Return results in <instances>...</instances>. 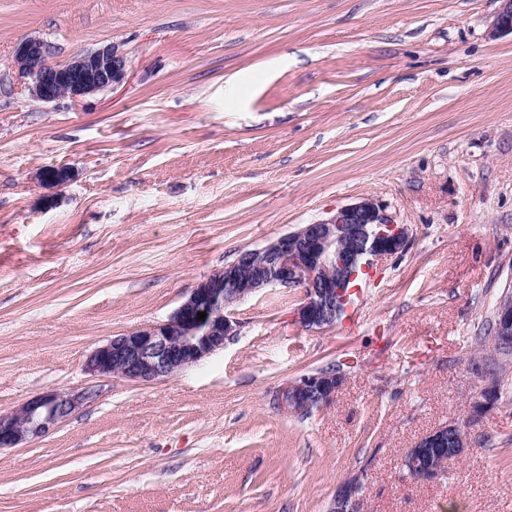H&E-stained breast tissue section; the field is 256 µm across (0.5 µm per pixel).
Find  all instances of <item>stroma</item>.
I'll return each instance as SVG.
<instances>
[{"instance_id": "1", "label": "stroma", "mask_w": 512, "mask_h": 512, "mask_svg": "<svg viewBox=\"0 0 512 512\" xmlns=\"http://www.w3.org/2000/svg\"><path fill=\"white\" fill-rule=\"evenodd\" d=\"M499 0H0V412L93 402L0 449V512H512V360L474 413L512 292V36ZM115 44L123 84L32 98L14 46ZM64 168L66 183L42 180ZM363 197L408 227L346 317L302 327L297 289L237 304V336L171 376L85 371L168 319L239 251ZM310 413L280 388L325 369ZM468 450L423 482L434 428ZM448 436L453 442L455 448H448L447 446L446 448H448L449 454L447 451L440 456L434 455V459L440 461L443 458L448 457V455L458 457L467 447L466 425L462 422L448 424L436 429L429 435L422 438L415 448H410L408 450L403 466L414 479L430 481L444 475L445 469H443V465L448 461V459L445 460L444 463L440 462L439 465L435 462H426L423 457V448L442 443ZM422 462H425V464L423 465ZM351 488L347 489L340 496H336L330 512H355L359 511V505L362 498L363 486L361 483H350ZM361 491L359 494L358 492Z\"/></svg>"}]
</instances>
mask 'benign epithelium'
<instances>
[{
	"instance_id": "7a95c632",
	"label": "benign epithelium",
	"mask_w": 512,
	"mask_h": 512,
	"mask_svg": "<svg viewBox=\"0 0 512 512\" xmlns=\"http://www.w3.org/2000/svg\"><path fill=\"white\" fill-rule=\"evenodd\" d=\"M501 2L493 33L512 35V0ZM50 56V45L37 38L20 41L13 52L14 67L31 80L30 95L45 102L63 97L79 102L121 85L127 75L126 57L114 44L78 51L64 63H54ZM408 239L405 225L394 223L375 199L363 198L262 248L239 252L223 270L200 280L168 320L113 338L88 357L85 368L92 375L119 374L145 382L170 376L223 348L239 328L232 307L270 286L301 289L298 322L309 329L329 328L347 311L359 276L405 251ZM200 312L206 318H198ZM494 336L495 352L512 351V302L504 297L496 307ZM337 387L336 373L318 372L284 387L281 401L294 410L321 406ZM93 398L90 390L51 391L12 414H0V448L43 435ZM447 438L454 444L449 455H461L467 447L466 425L440 427L409 449L403 466L413 478L430 481L444 475L443 465L424 462L423 449ZM362 489L359 482L351 484L330 512H357Z\"/></svg>"
}]
</instances>
